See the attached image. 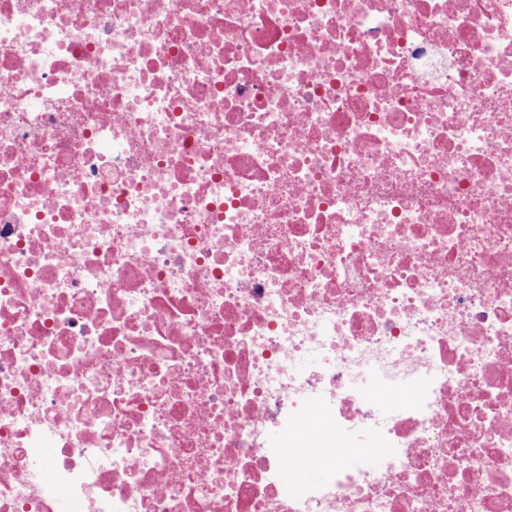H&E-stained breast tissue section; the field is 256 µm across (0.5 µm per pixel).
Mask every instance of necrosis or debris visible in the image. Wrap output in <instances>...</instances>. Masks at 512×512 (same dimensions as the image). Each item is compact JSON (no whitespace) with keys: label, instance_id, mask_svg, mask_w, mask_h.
I'll list each match as a JSON object with an SVG mask.
<instances>
[{"label":"necrosis or debris","instance_id":"1","mask_svg":"<svg viewBox=\"0 0 512 512\" xmlns=\"http://www.w3.org/2000/svg\"><path fill=\"white\" fill-rule=\"evenodd\" d=\"M0 512H512V0H0Z\"/></svg>","mask_w":512,"mask_h":512}]
</instances>
